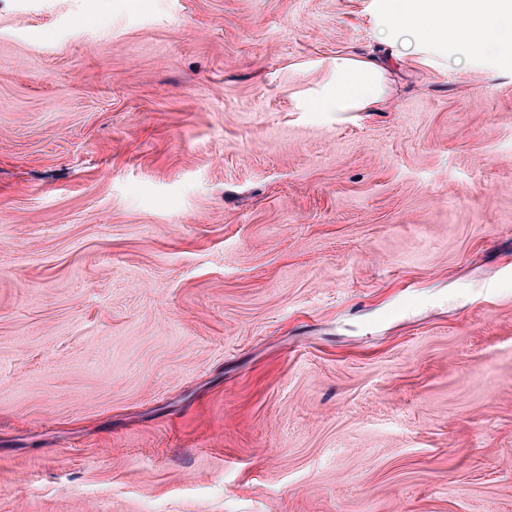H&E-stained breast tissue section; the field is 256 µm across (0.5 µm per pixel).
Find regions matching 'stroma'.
<instances>
[{"label": "stroma", "instance_id": "35a3bbf8", "mask_svg": "<svg viewBox=\"0 0 512 512\" xmlns=\"http://www.w3.org/2000/svg\"><path fill=\"white\" fill-rule=\"evenodd\" d=\"M379 2L0 0V512H512V56ZM389 102L386 75L372 60L336 59V72L312 100L316 112H368Z\"/></svg>", "mask_w": 512, "mask_h": 512}]
</instances>
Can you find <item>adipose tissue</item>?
Returning a JSON list of instances; mask_svg holds the SVG:
<instances>
[{"instance_id":"adipose-tissue-1","label":"adipose tissue","mask_w":512,"mask_h":512,"mask_svg":"<svg viewBox=\"0 0 512 512\" xmlns=\"http://www.w3.org/2000/svg\"><path fill=\"white\" fill-rule=\"evenodd\" d=\"M389 26L417 49L454 43L469 51L512 54V0H382ZM389 102L386 75L371 60L342 58L312 104L318 112H368Z\"/></svg>"}]
</instances>
